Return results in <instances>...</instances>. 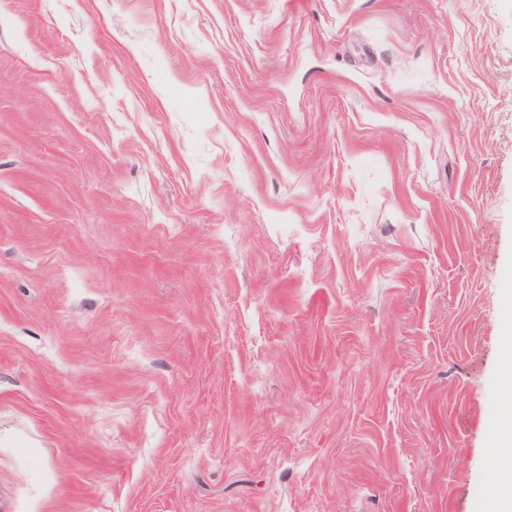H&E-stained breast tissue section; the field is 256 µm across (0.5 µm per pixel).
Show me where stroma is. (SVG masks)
I'll list each match as a JSON object with an SVG mask.
<instances>
[{
    "mask_svg": "<svg viewBox=\"0 0 512 512\" xmlns=\"http://www.w3.org/2000/svg\"><path fill=\"white\" fill-rule=\"evenodd\" d=\"M512 0H0V512H486Z\"/></svg>",
    "mask_w": 512,
    "mask_h": 512,
    "instance_id": "obj_1",
    "label": "stroma"
}]
</instances>
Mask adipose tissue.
<instances>
[{
  "instance_id": "1",
  "label": "adipose tissue",
  "mask_w": 512,
  "mask_h": 512,
  "mask_svg": "<svg viewBox=\"0 0 512 512\" xmlns=\"http://www.w3.org/2000/svg\"><path fill=\"white\" fill-rule=\"evenodd\" d=\"M499 411L490 453L495 482L489 512H512V373L498 383Z\"/></svg>"
}]
</instances>
